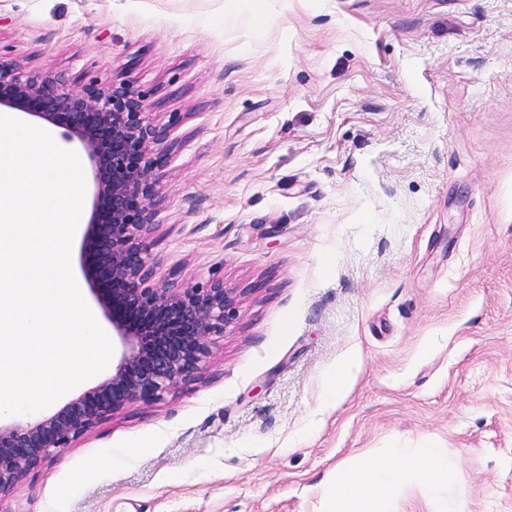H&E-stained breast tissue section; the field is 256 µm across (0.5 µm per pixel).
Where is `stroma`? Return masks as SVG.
<instances>
[{
  "mask_svg": "<svg viewBox=\"0 0 512 512\" xmlns=\"http://www.w3.org/2000/svg\"><path fill=\"white\" fill-rule=\"evenodd\" d=\"M0 58L180 113L155 251L240 294L201 377L0 512H323L429 441L512 512V0H0Z\"/></svg>",
  "mask_w": 512,
  "mask_h": 512,
  "instance_id": "obj_1",
  "label": "stroma"
}]
</instances>
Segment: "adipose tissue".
<instances>
[{"label": "adipose tissue", "instance_id": "1", "mask_svg": "<svg viewBox=\"0 0 512 512\" xmlns=\"http://www.w3.org/2000/svg\"><path fill=\"white\" fill-rule=\"evenodd\" d=\"M429 471L431 498H438L448 486L460 482L454 465L439 449H421L408 457L406 449L393 448L387 461L364 457L349 466H340L330 482L318 488L327 512H385L388 498L404 487L416 483L421 471Z\"/></svg>", "mask_w": 512, "mask_h": 512}]
</instances>
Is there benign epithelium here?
<instances>
[{
    "instance_id": "obj_1",
    "label": "benign epithelium",
    "mask_w": 512,
    "mask_h": 512,
    "mask_svg": "<svg viewBox=\"0 0 512 512\" xmlns=\"http://www.w3.org/2000/svg\"><path fill=\"white\" fill-rule=\"evenodd\" d=\"M64 130L92 176L81 269L112 323V373L92 390L25 423L0 419V495L98 424L137 401H157L204 369L215 340L239 319L236 291L214 272L185 283L160 273L156 201L159 175L176 141V112L163 124L131 83L77 88L62 71L0 62V111Z\"/></svg>"
}]
</instances>
